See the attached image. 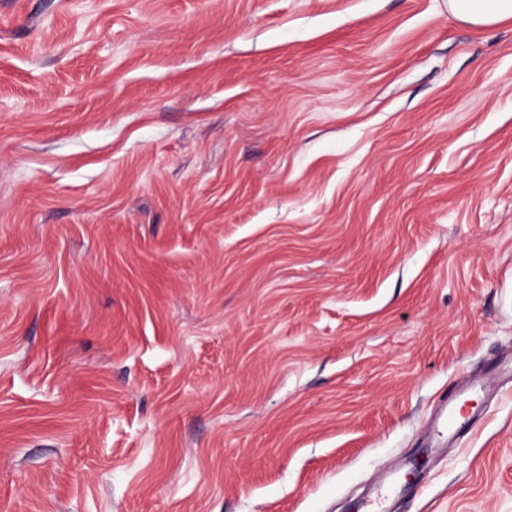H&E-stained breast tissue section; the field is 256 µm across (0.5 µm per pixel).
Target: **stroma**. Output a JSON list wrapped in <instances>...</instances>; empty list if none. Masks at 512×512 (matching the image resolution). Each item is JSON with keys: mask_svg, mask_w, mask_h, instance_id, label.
Returning <instances> with one entry per match:
<instances>
[{"mask_svg": "<svg viewBox=\"0 0 512 512\" xmlns=\"http://www.w3.org/2000/svg\"><path fill=\"white\" fill-rule=\"evenodd\" d=\"M360 502L512 512V21L0 0V512Z\"/></svg>", "mask_w": 512, "mask_h": 512, "instance_id": "stroma-1", "label": "stroma"}]
</instances>
